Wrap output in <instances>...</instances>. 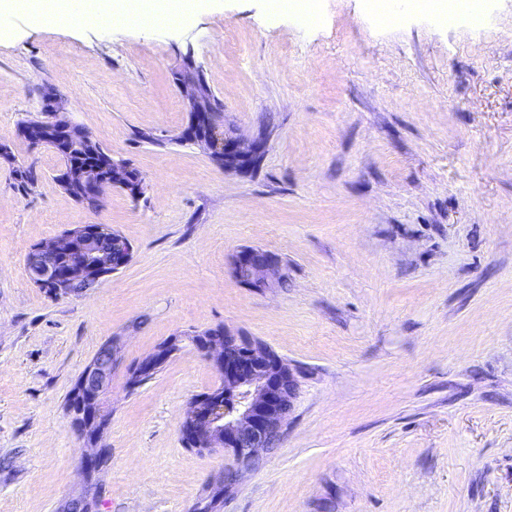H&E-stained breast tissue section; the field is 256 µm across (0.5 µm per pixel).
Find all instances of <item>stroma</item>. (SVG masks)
I'll return each mask as SVG.
<instances>
[{"label":"stroma","instance_id":"stroma-1","mask_svg":"<svg viewBox=\"0 0 512 512\" xmlns=\"http://www.w3.org/2000/svg\"><path fill=\"white\" fill-rule=\"evenodd\" d=\"M470 4L480 24L420 2L384 24L367 0H320L314 23L271 0H178L174 22L121 27L0 12V512H59L86 485L68 404L110 339L95 512H192L224 470L181 433L220 383L191 337L217 326L298 380L274 452L221 512H512V0ZM186 58L227 125L265 135L249 172L178 140ZM46 87L143 174L141 197L115 188L91 211L61 189L59 157L18 134ZM83 224L119 231L131 261L82 296L34 286L31 247ZM245 246L285 285L240 284ZM180 337H172L160 345L152 354L146 356L131 372V375L139 376L143 372H152L158 363L167 361L181 346Z\"/></svg>","mask_w":512,"mask_h":512}]
</instances>
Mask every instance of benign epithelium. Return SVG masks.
<instances>
[{"label": "benign epithelium", "instance_id": "obj_1", "mask_svg": "<svg viewBox=\"0 0 512 512\" xmlns=\"http://www.w3.org/2000/svg\"><path fill=\"white\" fill-rule=\"evenodd\" d=\"M175 83L190 114L179 139L202 147L226 170L250 168L263 153L264 135L248 138L224 122L214 121L213 100L204 92V75L191 63L176 70ZM41 112L43 119L28 121L18 129L31 146L38 148L52 140L67 149L79 140L85 150L94 149L95 140L65 117L66 102L55 90L43 92ZM59 182L100 204L106 191L112 188L122 189L133 197L138 191L131 167L114 162L94 168L65 167L59 173ZM99 233L100 227L85 224L34 245L25 262L30 282L59 296H76L93 287L104 271L128 263L130 256L123 254V246L107 251L97 247ZM59 255L71 256L67 267L62 268L55 261ZM232 266L241 283L258 291L271 288L282 279L278 259L262 249L238 251ZM198 337V349L220 375L224 397L231 398L233 403L229 407L220 400L208 404L206 395H198L190 402L183 424L188 427L196 449H224V474L218 483L224 485V494L231 496L243 475L257 469L264 455L273 450L298 383L288 364L270 354L259 341L238 336L224 326L206 329ZM180 346L181 338H170L146 356L132 375L152 371ZM117 361V346L109 339L84 367L70 402L75 429L94 447L85 460L84 469L89 476L102 467L103 447L98 442L108 421L104 396ZM68 504L70 512H94V496L88 490L71 497Z\"/></svg>", "mask_w": 512, "mask_h": 512}]
</instances>
